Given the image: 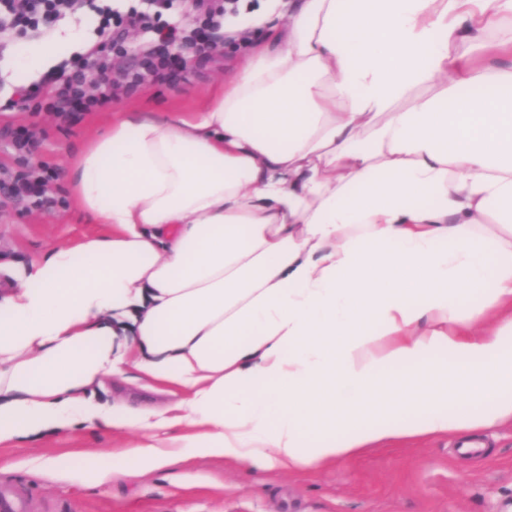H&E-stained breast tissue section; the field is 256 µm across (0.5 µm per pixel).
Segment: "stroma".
I'll list each match as a JSON object with an SVG mask.
<instances>
[{
  "label": "stroma",
  "mask_w": 512,
  "mask_h": 512,
  "mask_svg": "<svg viewBox=\"0 0 512 512\" xmlns=\"http://www.w3.org/2000/svg\"><path fill=\"white\" fill-rule=\"evenodd\" d=\"M287 11V0H240L236 13L225 17L227 41L211 58H194L169 79L145 82L73 127H59L44 112H5L0 126L34 132L35 163L56 170L51 190L69 198L71 161L114 117L135 112L159 119L197 110L234 75L242 51L282 24ZM97 24L88 12L39 33L12 37L0 54V102L22 83L16 73L21 41L59 44L67 59L83 52ZM73 31L79 38L72 43ZM108 231L70 199L66 207L48 209L0 201V295L15 286V273L50 249ZM98 397L159 407L173 395L164 385L155 392L141 390L131 371L123 381L106 378ZM134 438L131 431L78 427L0 446V482L32 494L42 512H512V424L481 434L488 448L469 459L460 457L456 440L445 438L379 448L293 474L198 457L136 478L114 470L95 484L82 480L79 470L86 458L119 454Z\"/></svg>",
  "instance_id": "35a3bbf8"
}]
</instances>
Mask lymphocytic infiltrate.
I'll list each match as a JSON object with an SVG mask.
<instances>
[{"label": "lymphocytic infiltrate", "instance_id": "obj_1", "mask_svg": "<svg viewBox=\"0 0 512 512\" xmlns=\"http://www.w3.org/2000/svg\"><path fill=\"white\" fill-rule=\"evenodd\" d=\"M192 20L183 24L162 23L166 0H155L151 11H131L127 22L135 28L152 30L151 41L140 50L139 67L128 71L112 63V13L97 0H0V47L5 35L15 27L39 28L55 18L96 9L99 16L98 42L79 60L59 66L40 82L18 87L0 110L52 113L61 124L71 127L84 115L111 102L119 90L130 89L146 79L164 80L170 75L166 46L170 43L198 45L207 55L218 47V32L224 24V0H191ZM13 149L18 169L12 177V197L36 206H57V198L48 196L47 188L55 174L48 167H29L27 156L35 144V135L25 128L14 130Z\"/></svg>", "mask_w": 512, "mask_h": 512}]
</instances>
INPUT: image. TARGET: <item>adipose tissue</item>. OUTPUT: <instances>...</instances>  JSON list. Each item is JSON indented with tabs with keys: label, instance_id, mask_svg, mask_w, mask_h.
<instances>
[{
	"label": "adipose tissue",
	"instance_id": "adipose-tissue-1",
	"mask_svg": "<svg viewBox=\"0 0 512 512\" xmlns=\"http://www.w3.org/2000/svg\"><path fill=\"white\" fill-rule=\"evenodd\" d=\"M270 37L199 111L118 117L74 159L110 232L0 298V444L136 431L91 483L512 422V0H288ZM130 369L179 397L96 402Z\"/></svg>",
	"mask_w": 512,
	"mask_h": 512
}]
</instances>
